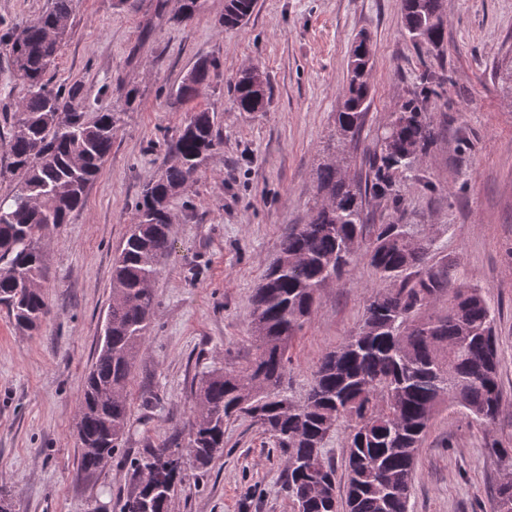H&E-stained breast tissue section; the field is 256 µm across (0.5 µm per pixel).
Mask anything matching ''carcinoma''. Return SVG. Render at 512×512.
I'll list each match as a JSON object with an SVG mask.
<instances>
[{"label":"carcinoma","mask_w":512,"mask_h":512,"mask_svg":"<svg viewBox=\"0 0 512 512\" xmlns=\"http://www.w3.org/2000/svg\"><path fill=\"white\" fill-rule=\"evenodd\" d=\"M176 21H188L202 0H177ZM256 0H225L226 28L251 16ZM73 0L50 7L17 32H8L11 73L27 90L11 112L5 147L10 172L19 180L0 201V304L21 332L39 328L48 312L46 232L68 223L84 202L112 150L120 113L106 108L89 116L72 104L74 94L50 86L47 71L68 33ZM406 36L420 49L445 40L443 0H402ZM368 41L354 45L349 79L335 118L337 150L360 135L370 108ZM217 68L199 59L176 90L192 98ZM419 90L390 114L377 134L365 180L349 177L346 158L316 169V200L306 224H293L277 257L250 299L254 353L239 366L201 379L192 390L194 415L187 432L190 461L204 469L224 453L228 424L257 427L284 457L285 485L296 512H408L413 470L435 411L444 403L464 408L471 422L492 427L502 411L498 382L495 314L480 289L449 287L448 264L432 262L429 240L409 239L402 224H372L368 198L399 208L398 184L412 177L436 144L438 131L426 111L432 72ZM239 112H260L268 102V79L257 68L230 82ZM221 144L214 113L188 114L166 143L163 168L143 189L112 266L111 333L100 343L85 375L78 409L80 467L95 473L129 431L125 398L135 361L144 349L155 304L153 284L171 238L170 202L185 193L202 163ZM361 260L389 288L366 299L362 323L339 346L325 352L304 397L292 393L289 355L309 322L323 288ZM448 298V311L428 310ZM344 433V498L336 493L334 460L325 451L331 435ZM509 470L493 499L501 512L512 499V448L492 447ZM169 449L156 448L131 463L134 476L153 467L156 490L140 502L126 496L120 512H170L183 476L164 468Z\"/></svg>","instance_id":"1"}]
</instances>
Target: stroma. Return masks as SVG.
I'll return each instance as SVG.
<instances>
[{
    "mask_svg": "<svg viewBox=\"0 0 512 512\" xmlns=\"http://www.w3.org/2000/svg\"><path fill=\"white\" fill-rule=\"evenodd\" d=\"M176 0H75L71 27L48 76L78 91L83 111L122 122L83 206L50 230L38 332L13 326L0 307V491L13 512H119L131 460L183 444L190 392L208 373L252 353L249 298L276 258L288 225L307 223L314 179L334 130L359 34L373 44L371 106L352 143L351 175L364 176L379 127L424 70L445 82L427 110L438 140L399 184V206L371 203L374 223L407 225L433 243L453 283L481 288L496 316L502 413L484 430L465 409L442 406L416 458L409 512H491L505 466L492 443L512 446V0H445L443 51L416 48L401 28V0H257L234 29L224 0H203L174 21ZM201 58L217 69L191 99L176 98ZM256 65L272 92L261 112L236 111L229 83ZM215 114L221 146L188 192L170 204L175 251L155 282L151 331L127 388L130 431L102 469L77 461V411L112 300V262L143 187L159 172L165 142L187 114ZM367 265L320 293L296 338L289 378L309 386L321 355L357 330L368 291L385 289ZM224 452L188 469L171 512H295L283 488L284 458L261 432L227 426Z\"/></svg>",
    "mask_w": 512,
    "mask_h": 512,
    "instance_id": "obj_1",
    "label": "stroma"
}]
</instances>
